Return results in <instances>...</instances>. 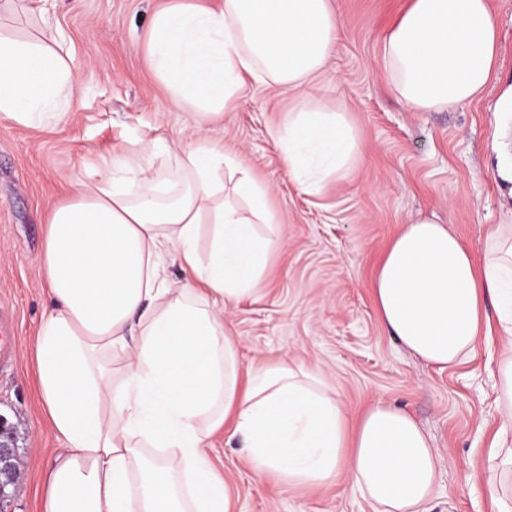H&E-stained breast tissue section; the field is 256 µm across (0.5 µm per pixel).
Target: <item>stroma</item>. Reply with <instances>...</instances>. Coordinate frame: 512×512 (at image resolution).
<instances>
[{
	"label": "stroma",
	"instance_id": "obj_1",
	"mask_svg": "<svg viewBox=\"0 0 512 512\" xmlns=\"http://www.w3.org/2000/svg\"><path fill=\"white\" fill-rule=\"evenodd\" d=\"M165 0H49V19L70 42L83 86L62 122L29 129L0 124V312L12 318L18 355L0 367V415L17 427L20 486L8 512H39L40 479L57 448L36 383L33 341L50 307L37 256L41 220L65 189L135 138L184 137L185 116L153 81L143 53L152 13ZM341 20L336 53L314 96L347 112L362 164L320 197L284 169L268 129L290 100L277 89L242 93L224 115V144L272 188L283 222L273 236L260 293L229 304L224 323L243 365L292 358L323 371L351 412L376 400L409 410L441 452L430 512H489L481 483L504 419L496 401L503 338H480L472 356L444 370L426 365L385 328L371 294L378 262L403 224L424 218L453 231L474 257L487 225L501 220L490 148L494 105L512 85V0H489L501 65L485 94L439 112H418L394 92L382 44L409 0H332ZM210 459L232 512H373L346 481L321 489L258 483L237 441L219 431Z\"/></svg>",
	"mask_w": 512,
	"mask_h": 512
}]
</instances>
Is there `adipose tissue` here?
<instances>
[{"label":"adipose tissue","mask_w":512,"mask_h":512,"mask_svg":"<svg viewBox=\"0 0 512 512\" xmlns=\"http://www.w3.org/2000/svg\"><path fill=\"white\" fill-rule=\"evenodd\" d=\"M34 0H0V123L42 128L83 94L65 37ZM35 22L20 35L17 15ZM330 0H167L143 52L191 134L138 140L91 174L67 176L37 259L52 300L33 349L37 385L64 446L43 473L40 512H230L207 450L233 421L255 474L294 488L346 477L373 512H427L439 452L404 407L352 415L322 376L289 358L243 366L228 304L258 293L280 218L240 154L224 114L248 83L294 96L269 136L312 196L356 169L364 147L347 113L313 91L336 50ZM499 33L488 0H410L382 46L398 96L415 111L486 91ZM512 86L498 99L492 152L503 198L482 262L444 225L415 219L388 246L372 283L390 335L426 363L459 364L485 326L507 341L495 432L481 482L491 512H512ZM170 159L167 167L157 158ZM173 257L180 280L163 277Z\"/></svg>","instance_id":"obj_1"}]
</instances>
